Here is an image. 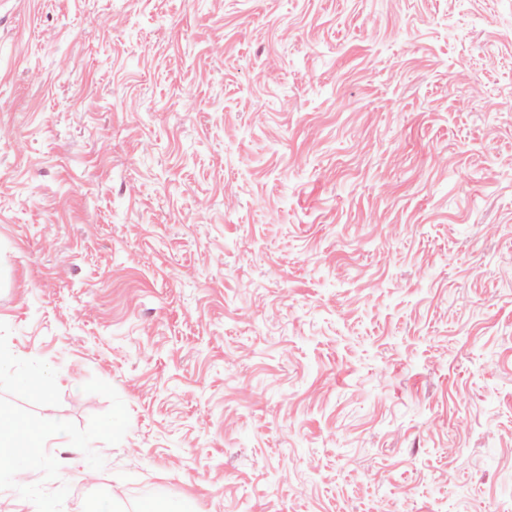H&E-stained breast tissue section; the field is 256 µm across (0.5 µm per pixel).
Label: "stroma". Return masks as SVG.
Here are the masks:
<instances>
[{"label":"stroma","instance_id":"obj_1","mask_svg":"<svg viewBox=\"0 0 512 512\" xmlns=\"http://www.w3.org/2000/svg\"><path fill=\"white\" fill-rule=\"evenodd\" d=\"M512 0H0V322L62 512L512 502Z\"/></svg>","mask_w":512,"mask_h":512}]
</instances>
